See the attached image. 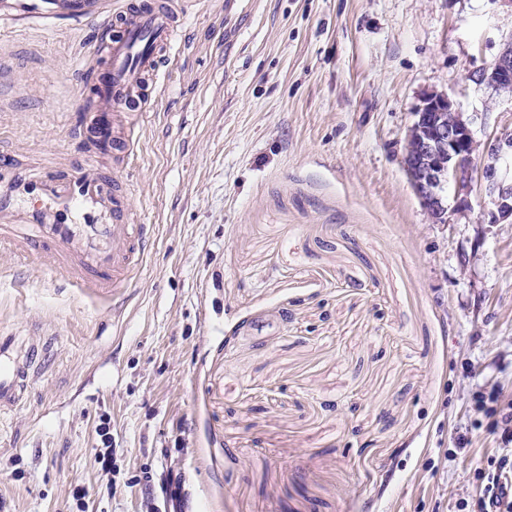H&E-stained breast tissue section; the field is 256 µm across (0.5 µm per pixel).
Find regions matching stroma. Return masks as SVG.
<instances>
[{
    "instance_id": "obj_1",
    "label": "stroma",
    "mask_w": 512,
    "mask_h": 512,
    "mask_svg": "<svg viewBox=\"0 0 512 512\" xmlns=\"http://www.w3.org/2000/svg\"><path fill=\"white\" fill-rule=\"evenodd\" d=\"M0 30V142L78 154L96 33L33 0ZM127 155L106 158L155 242L86 292L0 244V332L40 344L0 415L6 512H454L499 456L477 390L512 400V223H431L400 160L447 95L477 140L512 101L470 75L512 43L501 0H180ZM112 418L113 473L95 459Z\"/></svg>"
}]
</instances>
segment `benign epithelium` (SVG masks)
Instances as JSON below:
<instances>
[{
	"label": "benign epithelium",
	"instance_id": "1",
	"mask_svg": "<svg viewBox=\"0 0 512 512\" xmlns=\"http://www.w3.org/2000/svg\"><path fill=\"white\" fill-rule=\"evenodd\" d=\"M470 78L512 99V44ZM402 163L432 223L446 224L451 216L468 211L474 181L491 204L483 214L484 222H512V137L502 134L480 143L448 96L431 93L416 106Z\"/></svg>",
	"mask_w": 512,
	"mask_h": 512
}]
</instances>
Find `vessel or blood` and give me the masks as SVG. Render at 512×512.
<instances>
[{"mask_svg": "<svg viewBox=\"0 0 512 512\" xmlns=\"http://www.w3.org/2000/svg\"><path fill=\"white\" fill-rule=\"evenodd\" d=\"M181 14L179 0H148L142 9L94 18L93 62L80 73L90 99L76 105L81 154L37 170L0 150V213L11 216L10 223L0 224V242L21 254L49 257L56 274L74 287H126L153 243V225L136 222L129 188L104 172L100 157L131 142L135 123L119 126L115 112L142 111ZM21 194L40 202L18 208ZM39 356V349L0 336V411L26 390Z\"/></svg>", "mask_w": 512, "mask_h": 512, "instance_id": "obj_1", "label": "vessel or blood"}]
</instances>
